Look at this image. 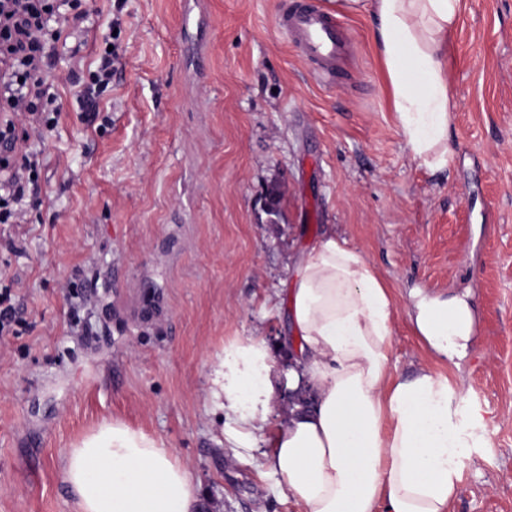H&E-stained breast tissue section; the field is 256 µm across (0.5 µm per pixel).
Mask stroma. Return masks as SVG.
Segmentation results:
<instances>
[{"label":"stroma","mask_w":512,"mask_h":512,"mask_svg":"<svg viewBox=\"0 0 512 512\" xmlns=\"http://www.w3.org/2000/svg\"><path fill=\"white\" fill-rule=\"evenodd\" d=\"M302 0H91L46 70L62 107L26 221L0 224V289L23 322L0 338V512H77L72 443L119 420L194 473L202 512H296L267 443L220 445L209 404L226 342L290 335L288 266L325 235L391 288V358L463 387L469 435L451 512H512V0H463L451 38L449 130L431 171L402 148L369 46L340 16L337 83L319 84L279 19ZM117 59L78 118L71 71ZM280 216L264 210L268 190ZM23 248L15 254L6 240ZM423 290L465 301L479 332L431 360L407 316Z\"/></svg>","instance_id":"35a3bbf8"}]
</instances>
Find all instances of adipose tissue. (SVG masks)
<instances>
[{"label": "adipose tissue", "instance_id": "ef3b65f1", "mask_svg": "<svg viewBox=\"0 0 512 512\" xmlns=\"http://www.w3.org/2000/svg\"><path fill=\"white\" fill-rule=\"evenodd\" d=\"M368 16L371 48L404 148L431 170L451 166L448 42L462 0H333ZM298 341L288 376L307 400L273 421L276 360L262 340L225 344L208 400L235 423L234 447L272 436L270 470L300 512H449L467 435L446 376L395 377L393 299L365 257L330 235L295 261L288 290ZM416 333L437 356H461L473 323L458 300L417 295ZM64 477L77 512H200L192 471L165 444L115 420L69 449Z\"/></svg>", "mask_w": 512, "mask_h": 512}]
</instances>
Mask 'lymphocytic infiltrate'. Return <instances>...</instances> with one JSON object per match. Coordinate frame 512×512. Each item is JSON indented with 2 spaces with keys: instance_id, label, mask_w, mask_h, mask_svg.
<instances>
[{
  "instance_id": "1",
  "label": "lymphocytic infiltrate",
  "mask_w": 512,
  "mask_h": 512,
  "mask_svg": "<svg viewBox=\"0 0 512 512\" xmlns=\"http://www.w3.org/2000/svg\"><path fill=\"white\" fill-rule=\"evenodd\" d=\"M87 17L70 0H0V224L26 220L23 203L37 186L42 148L61 114L43 65L65 21Z\"/></svg>"
}]
</instances>
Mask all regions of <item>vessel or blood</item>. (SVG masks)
I'll list each match as a JSON object with an SVG mask.
<instances>
[{
  "instance_id": "1",
  "label": "vessel or blood",
  "mask_w": 512,
  "mask_h": 512,
  "mask_svg": "<svg viewBox=\"0 0 512 512\" xmlns=\"http://www.w3.org/2000/svg\"><path fill=\"white\" fill-rule=\"evenodd\" d=\"M280 24L294 38L303 57L314 64L319 82L333 86L332 65L342 51L340 24L335 17L310 4L283 14Z\"/></svg>"
}]
</instances>
